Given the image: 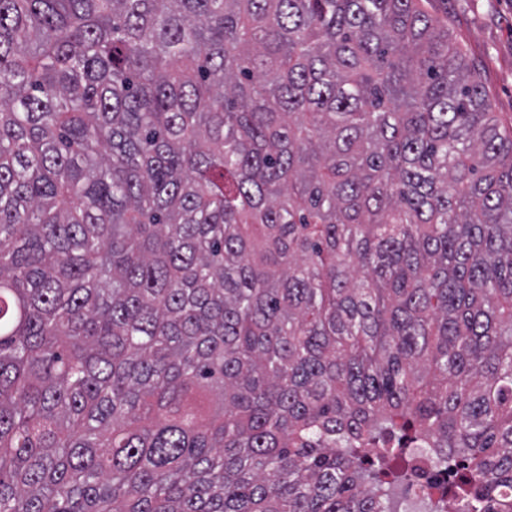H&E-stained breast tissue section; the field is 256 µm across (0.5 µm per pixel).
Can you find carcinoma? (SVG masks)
<instances>
[{"label":"carcinoma","instance_id":"1","mask_svg":"<svg viewBox=\"0 0 512 512\" xmlns=\"http://www.w3.org/2000/svg\"><path fill=\"white\" fill-rule=\"evenodd\" d=\"M512 512V129L418 0H0V512ZM404 468L410 474V486L401 489V495L409 502L420 503L416 497L417 488L420 485H425L437 479H446V473L432 470L425 464L421 463L416 466V463H411L407 459L404 460Z\"/></svg>","mask_w":512,"mask_h":512}]
</instances>
